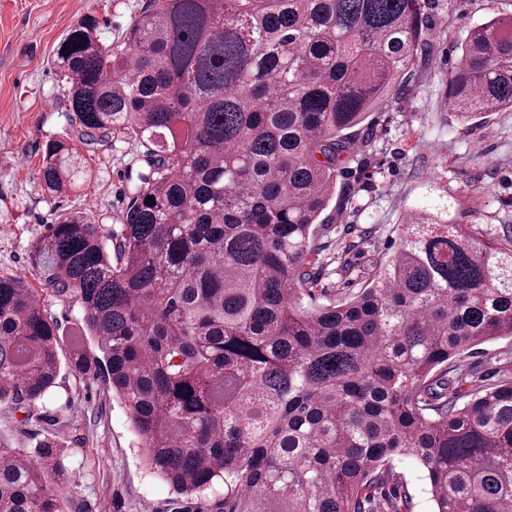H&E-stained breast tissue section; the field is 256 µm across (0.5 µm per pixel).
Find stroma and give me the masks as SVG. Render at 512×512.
<instances>
[{
    "label": "stroma",
    "mask_w": 512,
    "mask_h": 512,
    "mask_svg": "<svg viewBox=\"0 0 512 512\" xmlns=\"http://www.w3.org/2000/svg\"><path fill=\"white\" fill-rule=\"evenodd\" d=\"M145 0H0V275L38 286L30 250L50 224L88 212L119 228L131 197L154 171L138 140L119 135L80 153L93 174L89 190L53 196L39 173L49 141L74 132L68 89L53 64L55 50L79 19L99 22L102 44L116 42ZM430 46L408 84L369 119L377 134L372 155L337 178L324 211L321 283L345 291L338 262L365 277L390 253L406 210L447 198L458 223L500 235L512 225V110L463 121L448 104V73L460 59L467 30L512 14V0H432ZM512 357V338L477 346L463 363L475 375L499 380ZM53 397L40 405L43 420L0 405V439L32 446L56 440L71 482L66 512H201L205 500L179 499L151 474L136 446L124 406L100 381L61 369Z\"/></svg>",
    "instance_id": "obj_1"
}]
</instances>
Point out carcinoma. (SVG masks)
Masks as SVG:
<instances>
[{
  "mask_svg": "<svg viewBox=\"0 0 512 512\" xmlns=\"http://www.w3.org/2000/svg\"><path fill=\"white\" fill-rule=\"evenodd\" d=\"M429 0H146L115 46L87 16L54 64L79 124L41 177L90 181L78 146L137 139L155 177L106 231L86 212L33 244L45 289L82 309L67 368L125 407L150 471L219 512H512V377L459 403L457 360L512 338V235L442 200L350 298L317 291L339 170L374 152L367 116L430 40ZM448 75L465 120L512 110V16L468 31ZM155 204H147L148 200ZM38 290L0 276V404L42 419L61 369ZM399 490H385L389 481ZM64 454L0 444V512H66ZM403 476V481L408 484L409 491L415 495V512H431L433 510L429 495L424 492L425 482L422 479L420 468L411 460L405 461L397 469Z\"/></svg>",
  "mask_w": 512,
  "mask_h": 512,
  "instance_id": "obj_1",
  "label": "carcinoma"
}]
</instances>
